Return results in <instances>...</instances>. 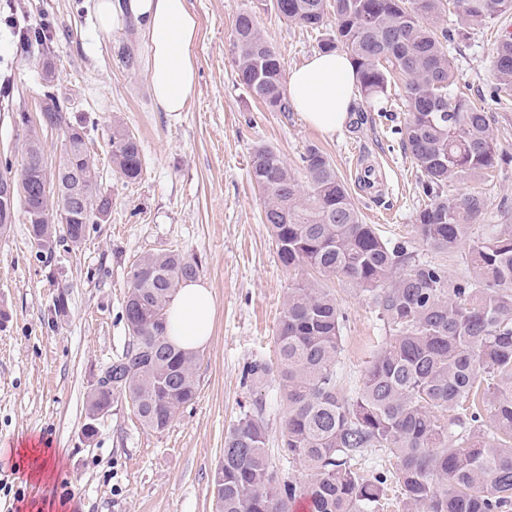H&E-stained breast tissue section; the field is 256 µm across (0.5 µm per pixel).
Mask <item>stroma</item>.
<instances>
[{
  "label": "stroma",
  "mask_w": 512,
  "mask_h": 512,
  "mask_svg": "<svg viewBox=\"0 0 512 512\" xmlns=\"http://www.w3.org/2000/svg\"><path fill=\"white\" fill-rule=\"evenodd\" d=\"M95 0H0V82L8 81L15 109L40 117L45 66L57 76L72 120L83 122L97 183L112 200L108 222L90 225L80 248L59 242L34 248L23 213L0 235V512H217L212 477L224 457V435L240 411L262 404L273 463L294 482L309 478L300 463L279 454L286 401L271 380H242L254 360L275 363V333L288 287L300 272L282 267L262 221L264 201L250 178L256 145L273 147L303 175L308 145L325 152L345 183L364 223L382 240L407 246L413 257L441 265L449 279L470 272V248L493 225H512V97L497 100L493 57L512 13L451 42L459 93L484 107L497 142L493 168L477 180L452 182L450 193H476L485 211L458 246L437 250L415 231L427 199L420 174L402 145L407 118L402 88L382 103L356 99L349 120L328 136L298 112H272L240 84L234 63L237 15L251 0H187L199 22L193 53L197 85L185 111L163 112L153 101L145 34L131 16L111 32L99 29ZM44 19L56 33L46 46L17 53L7 18ZM284 70L301 66L336 34L335 20L317 30L284 21L273 6L256 13ZM140 140L143 172L121 178L111 161L112 123ZM26 129L0 111V174L19 178ZM372 170L374 188L359 176ZM175 250L194 259L199 279L215 299L214 329L201 349L195 399L167 430H149L124 396L86 437V398L106 366L128 342L123 318L131 264L147 252ZM341 313L342 351L337 372L353 393L391 331L369 293L334 279ZM66 317L51 320L58 295ZM40 442L51 455L50 474L37 480L18 465L17 450Z\"/></svg>",
  "instance_id": "obj_1"
}]
</instances>
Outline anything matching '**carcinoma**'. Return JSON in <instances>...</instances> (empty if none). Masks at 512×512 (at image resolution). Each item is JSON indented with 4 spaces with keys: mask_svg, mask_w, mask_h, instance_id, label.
<instances>
[{
    "mask_svg": "<svg viewBox=\"0 0 512 512\" xmlns=\"http://www.w3.org/2000/svg\"><path fill=\"white\" fill-rule=\"evenodd\" d=\"M450 3L458 27L439 31ZM261 5L257 0L235 19L236 72L269 110L287 112L280 57L256 20ZM332 9L336 37L321 48L340 45L350 54L365 100L388 97L397 80L403 85L404 146L428 199L416 228L434 248H454L485 200L450 195L448 182L494 167L497 143L484 108L454 94L448 43L511 11L512 0H333ZM276 11L314 30L324 24L326 0H277ZM494 71L495 97H511V36L498 43ZM41 99L46 108L39 127L18 113L28 133L16 197L40 248L50 227L47 219L32 220L44 206L33 147L40 145L39 128L63 131L58 168L66 174L64 188L91 202L73 211L63 238L77 247L88 225L111 213L112 200L97 188L85 127L64 110L48 67ZM302 162L304 185L274 149L261 144L250 157V177L264 197L263 222L280 263L340 277L370 293L394 335L347 397L336 371L342 336L335 296L306 278L288 288L276 366L254 360L242 379L258 385L277 377L287 402L282 457L303 463L311 478L294 483L281 476L266 448L262 408H249L224 436V462L213 476L220 512H292L299 499L310 502V512H382L391 487L405 512H512V229L474 245L470 275L450 281L440 265L411 261L406 247L389 245L373 225L362 223L318 146H308ZM112 165L129 181L143 170L141 144L120 124L112 126ZM199 273L196 261L175 250L147 253L132 264L124 309L128 343L108 366L112 384L99 382L88 396L86 436L96 431L93 415L112 406L117 393L158 433L193 401L198 354L169 341L165 310L178 285ZM484 410L493 424L489 432L479 426ZM372 448L396 459V470L362 476L359 461Z\"/></svg>",
    "mask_w": 512,
    "mask_h": 512,
    "instance_id": "carcinoma-1",
    "label": "carcinoma"
}]
</instances>
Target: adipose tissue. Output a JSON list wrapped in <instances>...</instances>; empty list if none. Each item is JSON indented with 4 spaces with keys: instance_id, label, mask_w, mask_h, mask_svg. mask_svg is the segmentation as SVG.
<instances>
[{
    "instance_id": "ef3b65f1",
    "label": "adipose tissue",
    "mask_w": 512,
    "mask_h": 512,
    "mask_svg": "<svg viewBox=\"0 0 512 512\" xmlns=\"http://www.w3.org/2000/svg\"><path fill=\"white\" fill-rule=\"evenodd\" d=\"M142 22L150 42L148 78L156 104L166 112L184 111L197 83L191 47L198 21L186 0H97L102 31H111L121 11ZM356 73L349 57L338 51L314 54L293 69L285 92L290 106L320 132L336 133L348 120L355 99ZM212 292L196 281L181 283L167 306V335L181 349L193 351L212 334Z\"/></svg>"
}]
</instances>
